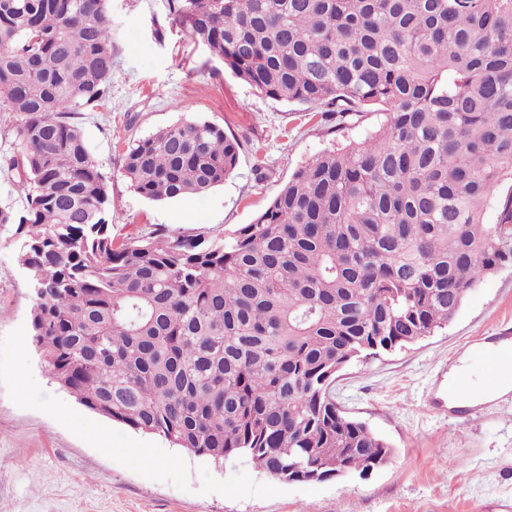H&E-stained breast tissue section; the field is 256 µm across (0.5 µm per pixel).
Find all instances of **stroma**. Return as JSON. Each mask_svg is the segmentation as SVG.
Segmentation results:
<instances>
[{
	"instance_id": "stroma-1",
	"label": "stroma",
	"mask_w": 512,
	"mask_h": 512,
	"mask_svg": "<svg viewBox=\"0 0 512 512\" xmlns=\"http://www.w3.org/2000/svg\"><path fill=\"white\" fill-rule=\"evenodd\" d=\"M112 94L79 124L109 178L113 232L223 237L251 223L291 174L333 146L368 139L381 121L344 124L259 94L168 18L166 0H108ZM217 124L241 142L238 166L206 196L150 201L121 174L125 142L182 119ZM18 119L0 112V205L22 209L8 177ZM17 227L0 226V512H512V402L468 419L430 410L470 342L512 330V263L479 281L444 329L358 362L336 401L393 448L362 475L283 483L239 457L215 463L82 406L43 368L30 332L34 301L16 260Z\"/></svg>"
}]
</instances>
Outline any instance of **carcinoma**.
<instances>
[{
    "instance_id": "carcinoma-1",
    "label": "carcinoma",
    "mask_w": 512,
    "mask_h": 512,
    "mask_svg": "<svg viewBox=\"0 0 512 512\" xmlns=\"http://www.w3.org/2000/svg\"><path fill=\"white\" fill-rule=\"evenodd\" d=\"M167 4L262 95L383 120L218 240L120 241L76 122L112 90L107 0H0V112L20 117L8 172L25 199L0 225H18L46 371L116 423L285 483L378 468L392 449L338 406L336 373L448 326L512 262V0ZM239 150L185 119L128 143L121 170L146 199L202 197Z\"/></svg>"
}]
</instances>
